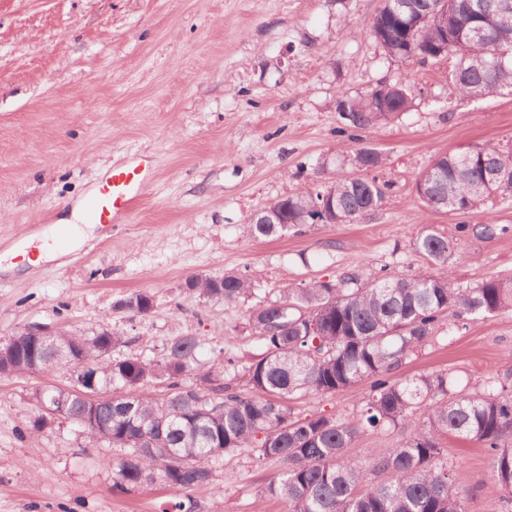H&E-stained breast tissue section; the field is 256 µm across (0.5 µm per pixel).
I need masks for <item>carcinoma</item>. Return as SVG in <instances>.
I'll return each mask as SVG.
<instances>
[{
  "mask_svg": "<svg viewBox=\"0 0 512 512\" xmlns=\"http://www.w3.org/2000/svg\"><path fill=\"white\" fill-rule=\"evenodd\" d=\"M512 0H385L368 31L395 58L455 57L451 80L458 93L483 98L512 92ZM413 98L403 81L349 100L346 128L360 132L409 111ZM370 148L355 151L353 172H338L325 185L279 198L281 224L243 226L253 240L323 224V207L336 223H359L383 204L386 186L357 175L381 166ZM419 198L431 210L481 213L495 199L512 200V145L477 144L438 155L423 172ZM428 266L412 278H371L360 270L334 279L286 285L275 301L248 311L251 334L263 353L245 367L253 393L224 381L225 368L199 363L200 340L177 336L159 359L113 357L127 344L121 333L57 336L73 364L98 370L104 391L121 396L101 405L105 426L83 420V403L67 401L63 419L92 440L122 451L112 463L113 487L157 480L186 492L214 482L208 462L243 449L259 461L283 464L281 478L265 494L288 504V512H465V491L452 479L442 437L453 434L487 449L490 482L512 512V393L490 377L481 394L464 393L446 373L395 379L393 371L435 337L445 317L478 320L512 311V278L490 275L474 287L454 285L448 267L456 243L431 229L414 241ZM194 292L233 305L251 293L244 277L196 276ZM128 308L134 316L154 310L153 296L140 291ZM19 346L14 376L60 368L45 343ZM366 383L368 395L355 416L291 413L288 402L335 394ZM408 431L393 448H372L362 462L349 449L367 433ZM383 473L387 479L368 481Z\"/></svg>",
  "mask_w": 512,
  "mask_h": 512,
  "instance_id": "carcinoma-1",
  "label": "carcinoma"
}]
</instances>
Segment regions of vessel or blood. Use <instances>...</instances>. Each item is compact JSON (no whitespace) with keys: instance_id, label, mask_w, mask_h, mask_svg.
<instances>
[{"instance_id":"obj_1","label":"vessel or blood","mask_w":512,"mask_h":512,"mask_svg":"<svg viewBox=\"0 0 512 512\" xmlns=\"http://www.w3.org/2000/svg\"><path fill=\"white\" fill-rule=\"evenodd\" d=\"M145 180L142 166L126 164L113 167L87 199L89 218L106 228L120 222L141 197Z\"/></svg>"}]
</instances>
